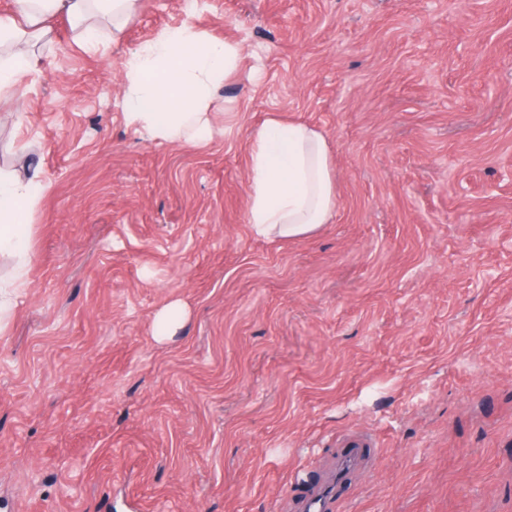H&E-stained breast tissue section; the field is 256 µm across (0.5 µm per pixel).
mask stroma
Returning a JSON list of instances; mask_svg holds the SVG:
<instances>
[{
	"mask_svg": "<svg viewBox=\"0 0 512 512\" xmlns=\"http://www.w3.org/2000/svg\"><path fill=\"white\" fill-rule=\"evenodd\" d=\"M193 21L241 43L199 147L125 119V48ZM0 101L41 174L0 331V512H512V0H144L96 51L68 18ZM316 127L336 215L247 222V143ZM186 312L160 337L156 315ZM371 441L364 438L347 439L341 444L336 471L332 478L316 491L300 499L301 512H330L343 487L346 473L359 461Z\"/></svg>",
	"mask_w": 512,
	"mask_h": 512,
	"instance_id": "stroma-1",
	"label": "stroma"
}]
</instances>
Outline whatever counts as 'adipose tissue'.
Here are the masks:
<instances>
[{
    "label": "adipose tissue",
    "mask_w": 512,
    "mask_h": 512,
    "mask_svg": "<svg viewBox=\"0 0 512 512\" xmlns=\"http://www.w3.org/2000/svg\"><path fill=\"white\" fill-rule=\"evenodd\" d=\"M0 16V100L20 94L39 61L31 37L47 35V19L75 21L77 40L97 46L94 19L113 27L135 16L142 0H14ZM239 43L218 39L186 23L159 31L130 50L123 62L126 119L149 140L200 146L212 135L210 108L224 79L238 68ZM36 200L32 181L0 172V255L14 261L11 282L0 285V325L17 304L27 277L26 218ZM337 204L336 175L328 142L304 123L270 116L249 138L248 222L259 236L300 238L329 223Z\"/></svg>",
    "instance_id": "ef3b65f1"
}]
</instances>
